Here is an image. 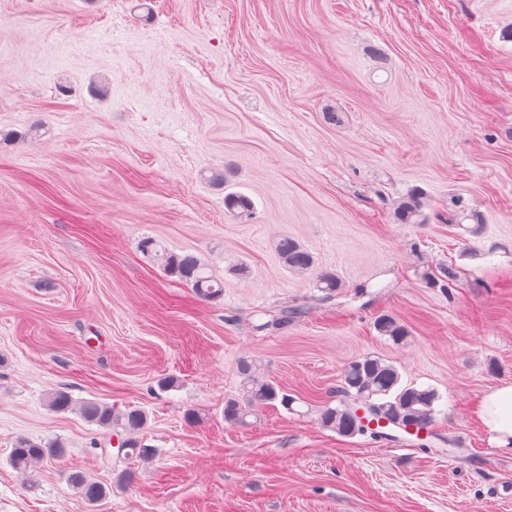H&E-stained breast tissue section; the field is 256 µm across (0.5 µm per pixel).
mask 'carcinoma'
I'll return each instance as SVG.
<instances>
[{"label": "carcinoma", "instance_id": "obj_1", "mask_svg": "<svg viewBox=\"0 0 512 512\" xmlns=\"http://www.w3.org/2000/svg\"><path fill=\"white\" fill-rule=\"evenodd\" d=\"M224 206L230 213L240 216L250 214L251 210L247 197L233 193L224 196ZM140 250L165 272L190 286L198 297L209 300L222 295V283L209 274L207 266L196 255L161 253L150 238L141 241ZM276 250L288 268L295 272L305 273L314 265L312 255L292 238H280ZM376 327L381 335L389 337L396 344L404 342L408 336L406 328L390 315L379 316ZM238 371L241 376L239 394L224 401L225 422L243 424L253 412L276 404L292 409L295 399L282 392L272 380L260 375L253 361H240ZM338 393L341 395L339 405H323L318 421L322 427L344 437L367 433L380 436L382 426L379 422L383 419L397 428L412 427L418 432L425 430L435 420V403L439 400L435 389L402 383L401 374L394 365L373 356L358 358L346 366ZM47 406L56 413L75 411L84 421L112 430L119 439V448L130 459H145L152 455V449L140 446L136 439V434L146 423V416L140 409L133 408L117 414L107 403L98 400L77 405L65 390L49 393ZM62 448L64 445L61 442L43 446L20 437L10 450L9 462L15 470L24 473L37 461L60 456ZM70 483L91 505L107 497L103 484L81 473L72 474Z\"/></svg>", "mask_w": 512, "mask_h": 512}]
</instances>
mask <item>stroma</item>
Wrapping results in <instances>:
<instances>
[{
  "instance_id": "obj_1",
  "label": "stroma",
  "mask_w": 512,
  "mask_h": 512,
  "mask_svg": "<svg viewBox=\"0 0 512 512\" xmlns=\"http://www.w3.org/2000/svg\"><path fill=\"white\" fill-rule=\"evenodd\" d=\"M364 356L437 390L425 444L320 425ZM245 358L294 411L225 422ZM511 383L512 0H0V512H512L478 417ZM57 389L143 410L153 456L51 412ZM20 436L65 452L18 472ZM276 250L288 268L295 272L305 273L314 265L312 255L292 238H280ZM140 250L146 257L156 261L165 272L177 276L190 286L198 297L209 300L222 295L224 286L209 274L207 266L196 255L160 253L151 238L141 241ZM376 327L382 336H388L396 344L403 343L408 336L406 328L390 315L379 316ZM70 483L85 501L94 505L107 497L106 487L96 481L87 479L81 473H74L70 476Z\"/></svg>"
}]
</instances>
